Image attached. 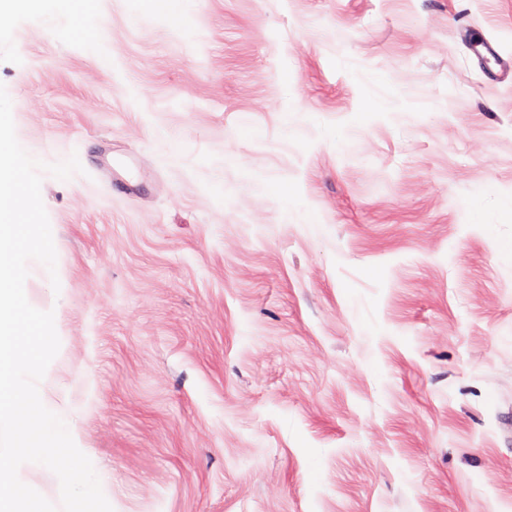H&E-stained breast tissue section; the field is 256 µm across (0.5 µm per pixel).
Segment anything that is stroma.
Instances as JSON below:
<instances>
[{"mask_svg": "<svg viewBox=\"0 0 512 512\" xmlns=\"http://www.w3.org/2000/svg\"><path fill=\"white\" fill-rule=\"evenodd\" d=\"M0 84L114 512H512V0L15 8ZM2 2H39L45 15L62 17L71 22L73 27L81 28L89 21L95 11L96 0H2Z\"/></svg>", "mask_w": 512, "mask_h": 512, "instance_id": "stroma-1", "label": "stroma"}]
</instances>
